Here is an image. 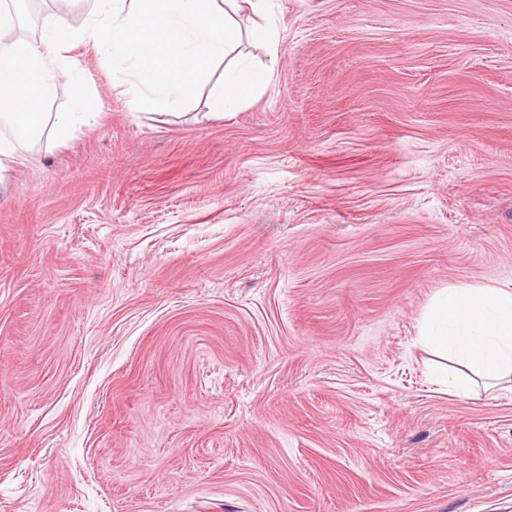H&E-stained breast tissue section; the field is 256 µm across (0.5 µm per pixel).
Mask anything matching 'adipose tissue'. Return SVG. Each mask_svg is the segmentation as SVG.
I'll return each mask as SVG.
<instances>
[{
	"instance_id": "1",
	"label": "adipose tissue",
	"mask_w": 512,
	"mask_h": 512,
	"mask_svg": "<svg viewBox=\"0 0 512 512\" xmlns=\"http://www.w3.org/2000/svg\"><path fill=\"white\" fill-rule=\"evenodd\" d=\"M82 29L64 9L45 18L41 39L12 38L10 13L0 12V157L13 159L39 141L57 143L87 125L84 77L68 52L83 41L124 65L132 107L156 111L177 105L223 64L207 100L211 113L243 106L260 75L233 61L241 18L253 41L276 59L278 32L268 0H100ZM72 89L70 111L47 113L59 83ZM422 336L449 360L480 379L512 376V290L480 284L442 288L430 302Z\"/></svg>"
}]
</instances>
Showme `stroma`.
<instances>
[{
    "label": "stroma",
    "mask_w": 512,
    "mask_h": 512,
    "mask_svg": "<svg viewBox=\"0 0 512 512\" xmlns=\"http://www.w3.org/2000/svg\"><path fill=\"white\" fill-rule=\"evenodd\" d=\"M274 75L0 167V512H505L512 390L419 340L512 290V0H271Z\"/></svg>",
    "instance_id": "1"
}]
</instances>
